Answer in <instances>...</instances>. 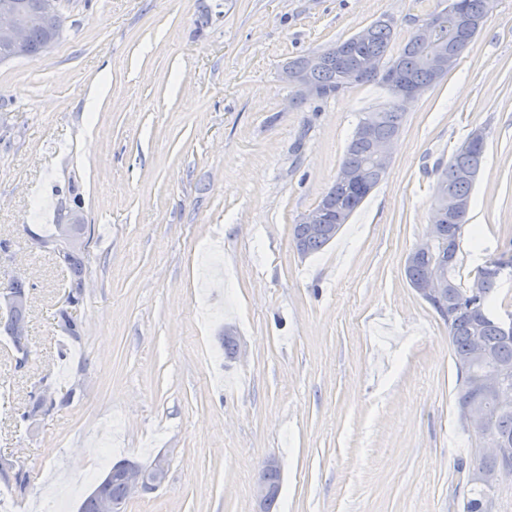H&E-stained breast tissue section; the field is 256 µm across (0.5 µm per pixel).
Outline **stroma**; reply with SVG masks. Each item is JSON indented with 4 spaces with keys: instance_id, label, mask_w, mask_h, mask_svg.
Listing matches in <instances>:
<instances>
[{
    "instance_id": "1",
    "label": "stroma",
    "mask_w": 512,
    "mask_h": 512,
    "mask_svg": "<svg viewBox=\"0 0 512 512\" xmlns=\"http://www.w3.org/2000/svg\"><path fill=\"white\" fill-rule=\"evenodd\" d=\"M448 0H60L62 36L0 65V285L30 286L31 355L0 337V455L29 475L0 512H77L108 463L171 458L127 512H463L475 436L448 328L409 286L437 175L483 130L457 277L512 254V0H488L457 66L406 108L381 183L323 252L292 242L336 177L373 84L290 104L283 65L386 16L399 52ZM94 236L79 338L42 247ZM237 341L224 355V331ZM74 390L38 431L42 388ZM264 467H268L269 469L263 468V470L260 471V477L272 485L275 488V492L273 493L274 489L262 478H259L253 489V498L255 504V510H253V512H263L265 502L269 497L270 498L266 503L264 512H276L278 499L282 488V478L280 469L274 468H280V465L275 457H270L265 461Z\"/></svg>"
}]
</instances>
